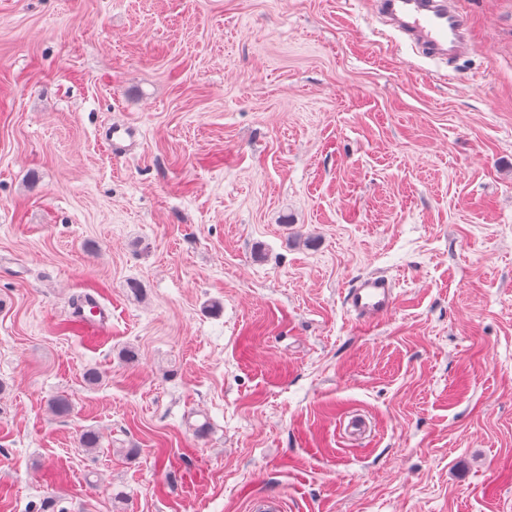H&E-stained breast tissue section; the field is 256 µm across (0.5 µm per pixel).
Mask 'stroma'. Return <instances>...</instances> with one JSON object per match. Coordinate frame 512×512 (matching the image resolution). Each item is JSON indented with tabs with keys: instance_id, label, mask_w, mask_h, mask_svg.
Listing matches in <instances>:
<instances>
[{
	"instance_id": "1",
	"label": "stroma",
	"mask_w": 512,
	"mask_h": 512,
	"mask_svg": "<svg viewBox=\"0 0 512 512\" xmlns=\"http://www.w3.org/2000/svg\"><path fill=\"white\" fill-rule=\"evenodd\" d=\"M455 2L439 63L368 0H0V512H512V0ZM343 303L356 322L371 325L395 309V285L390 278L381 274L363 275L347 289ZM72 316L94 332H105L111 326L112 312L93 295H84L73 308Z\"/></svg>"
}]
</instances>
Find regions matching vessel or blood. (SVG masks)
<instances>
[{"label":"vessel or blood","instance_id":"vessel-or-blood-1","mask_svg":"<svg viewBox=\"0 0 512 512\" xmlns=\"http://www.w3.org/2000/svg\"><path fill=\"white\" fill-rule=\"evenodd\" d=\"M378 15L422 56L443 61L464 52L470 43L469 27L450 0H373ZM343 303L356 322L370 325L396 307L393 281L367 274L353 281ZM73 318L95 332L110 328L111 311L92 295L83 296Z\"/></svg>","mask_w":512,"mask_h":512}]
</instances>
